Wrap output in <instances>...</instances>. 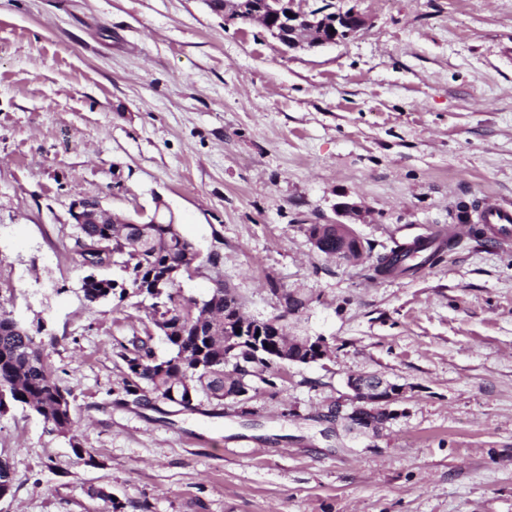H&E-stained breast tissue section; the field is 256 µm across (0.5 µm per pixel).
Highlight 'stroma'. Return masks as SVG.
Returning <instances> with one entry per match:
<instances>
[{
  "label": "stroma",
  "mask_w": 512,
  "mask_h": 512,
  "mask_svg": "<svg viewBox=\"0 0 512 512\" xmlns=\"http://www.w3.org/2000/svg\"><path fill=\"white\" fill-rule=\"evenodd\" d=\"M331 2L366 29L289 50L216 0H0V312L46 323L74 420L0 414V512H512V245L473 216L512 203V0ZM77 196L163 201L247 316L303 294L288 333L329 356L243 404L132 402L114 348L152 326L135 299H84ZM343 203L356 264L305 231ZM443 226L442 261L375 273ZM364 373L405 392L359 436L328 408ZM432 239H421L412 246L396 245L388 253L379 255L376 259L375 273L378 275H397L414 270L417 265L408 264L405 259L410 253L423 254L428 251L433 243Z\"/></svg>",
  "instance_id": "1"
}]
</instances>
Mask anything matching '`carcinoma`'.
Here are the masks:
<instances>
[{
	"mask_svg": "<svg viewBox=\"0 0 512 512\" xmlns=\"http://www.w3.org/2000/svg\"><path fill=\"white\" fill-rule=\"evenodd\" d=\"M79 231L84 253L93 262L120 264L126 272L121 280L91 279L81 289L90 303L139 298L149 301L147 318L161 332L168 353L156 355L153 336L136 338L131 345L118 343L116 356L127 372L122 382L125 396L144 402L148 395L187 410L194 408L200 395L224 402L240 390L254 389V378L280 363L279 352L285 343L272 336L261 341L254 352L235 351L243 368L225 372L231 346L224 336V299L239 302L238 297L218 276L220 255H208L206 263L216 276L214 288L197 301L181 293L180 279L199 270L198 252L171 224H81ZM309 238H317L316 249L336 256L340 250L333 225L309 224ZM433 240L421 239L412 246L397 245L377 257L378 275L404 274L416 268L406 262L414 252L423 254L422 263L432 264L441 257V248H432ZM42 326L27 327L11 315L0 313V413L10 403L26 406L41 416L58 434L73 430L69 393L62 390L50 375L42 340L37 338Z\"/></svg>",
	"mask_w": 512,
	"mask_h": 512,
	"instance_id": "carcinoma-1",
	"label": "carcinoma"
}]
</instances>
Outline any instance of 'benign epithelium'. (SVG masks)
I'll return each mask as SVG.
<instances>
[{
	"label": "benign epithelium",
	"mask_w": 512,
	"mask_h": 512,
	"mask_svg": "<svg viewBox=\"0 0 512 512\" xmlns=\"http://www.w3.org/2000/svg\"><path fill=\"white\" fill-rule=\"evenodd\" d=\"M294 0H262L255 10L258 22L267 32L288 49L303 47L318 48L332 46L355 35L367 25L366 19L355 11L329 12L326 7L304 11L294 9ZM291 15H286V12ZM73 224H128L130 220L121 219L105 209L97 199L87 197L74 198L69 207ZM341 214L348 218L346 222L336 223V228L345 240L357 238L352 224L363 220V211L355 203L341 206ZM234 320L240 333L234 335L235 345L246 343L247 337L255 331V324L243 311H236ZM307 351L302 363L311 364L324 359L328 354L327 345L311 338L303 342ZM348 388L353 392L352 406L354 412L345 413L344 406L336 404L329 410L330 417L337 421L348 422L350 429L370 430L378 418L388 422L396 417L397 412L390 409L396 396L403 392L402 386L386 379L359 374L348 378Z\"/></svg>",
	"instance_id": "1"
}]
</instances>
